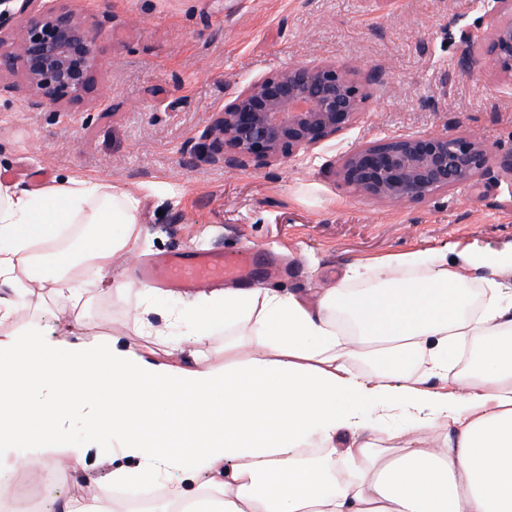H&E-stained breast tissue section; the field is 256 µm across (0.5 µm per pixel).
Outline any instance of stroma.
<instances>
[{
    "label": "stroma",
    "mask_w": 512,
    "mask_h": 512,
    "mask_svg": "<svg viewBox=\"0 0 512 512\" xmlns=\"http://www.w3.org/2000/svg\"><path fill=\"white\" fill-rule=\"evenodd\" d=\"M99 34L98 89L79 104L35 107L21 73L2 74L0 172L22 167L50 185L72 174L140 198L143 241L112 274L132 277L142 257L189 250L242 253L255 285L314 298L361 261L413 250L455 257L477 244L489 263L474 281L512 276V180H480L395 204L346 188L336 175L351 147L385 136L470 129L512 150V80L488 68L484 0H56ZM476 43L459 64V32ZM333 60L375 72L357 122L308 155L244 169L189 161L185 148L215 112L260 77L301 61ZM39 315L60 345L94 348L118 338L156 360L163 346L139 336L134 305L86 290L57 327L43 297ZM101 439L86 472L64 495L90 499L112 470Z\"/></svg>",
    "instance_id": "1"
}]
</instances>
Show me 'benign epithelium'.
<instances>
[{
    "label": "benign epithelium",
    "mask_w": 512,
    "mask_h": 512,
    "mask_svg": "<svg viewBox=\"0 0 512 512\" xmlns=\"http://www.w3.org/2000/svg\"><path fill=\"white\" fill-rule=\"evenodd\" d=\"M54 0H0V73L22 71L34 106L81 102L97 88L99 33ZM26 24L1 36L18 17ZM486 64L512 79V0H493ZM366 100L356 73L330 62L297 63L251 82L224 104L189 158L246 168L308 153L350 127ZM496 171L512 178V150L500 154L466 130L444 129L378 139L340 158L336 175L349 189L403 204L470 185Z\"/></svg>",
    "instance_id": "benign-epithelium-1"
}]
</instances>
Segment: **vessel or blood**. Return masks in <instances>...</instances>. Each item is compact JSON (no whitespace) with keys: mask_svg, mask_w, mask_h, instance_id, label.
Wrapping results in <instances>:
<instances>
[{"mask_svg":"<svg viewBox=\"0 0 512 512\" xmlns=\"http://www.w3.org/2000/svg\"><path fill=\"white\" fill-rule=\"evenodd\" d=\"M248 273L249 264L244 257L211 251L176 253L140 262L136 268L142 283L184 290L224 279L244 280Z\"/></svg>","mask_w":512,"mask_h":512,"instance_id":"1","label":"vessel or blood"}]
</instances>
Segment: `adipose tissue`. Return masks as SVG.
Masks as SVG:
<instances>
[{
	"label": "adipose tissue",
	"instance_id": "obj_1",
	"mask_svg": "<svg viewBox=\"0 0 512 512\" xmlns=\"http://www.w3.org/2000/svg\"><path fill=\"white\" fill-rule=\"evenodd\" d=\"M136 194L72 176L33 191L0 182V324L24 296L50 293L68 309L81 284L114 302L136 300L141 335L193 367L107 341L62 349L39 324L0 338V478L43 457L86 471L102 436L115 465L100 491L162 489L156 512H512V285L490 281L472 307L468 267L411 252L354 267L351 287L314 302L259 286L200 295L147 316L152 288L117 281L112 266L143 236ZM225 332L224 367L208 345ZM474 360L449 373L459 343ZM247 349L239 358V349ZM449 388L428 389L429 379ZM401 417L399 439L435 448L382 447L365 404ZM40 420L37 432L18 428ZM351 442H344V435Z\"/></svg>",
	"mask_w": 512,
	"mask_h": 512
}]
</instances>
